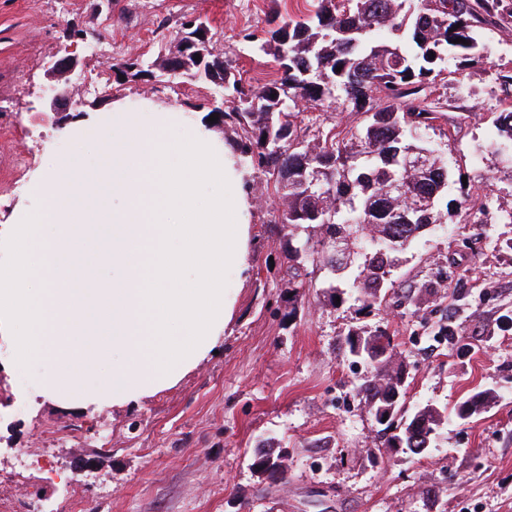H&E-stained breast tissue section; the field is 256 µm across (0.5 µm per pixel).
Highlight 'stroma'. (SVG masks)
I'll return each mask as SVG.
<instances>
[{
    "label": "stroma",
    "mask_w": 512,
    "mask_h": 512,
    "mask_svg": "<svg viewBox=\"0 0 512 512\" xmlns=\"http://www.w3.org/2000/svg\"><path fill=\"white\" fill-rule=\"evenodd\" d=\"M117 15L94 17L95 0H0V104L21 114L0 130V145L25 150L27 167L0 169V258L9 225L39 210L38 191L53 158L100 162L90 128L112 127V102L182 104L210 116L225 108L223 88L161 76L151 83L105 78V57L78 50L75 76L106 79L103 93L75 92L81 114L57 129L48 107L47 70L63 55L72 25H92L118 41L114 58L157 56L153 36L168 20L202 16L213 54L235 59L245 84L273 76L272 57L244 33L261 31L273 11L303 0H115ZM479 64L449 59L436 85L443 116L429 138L448 162L447 224L431 228L395 256L393 285L372 306L348 288L310 289L290 308L279 269L286 240L272 224L276 199L265 180L249 195L251 259L228 274L234 316L208 354L175 385L123 406L60 403L41 381L55 365L36 359L20 385L0 325V501L26 512H512V156L490 146L493 120L512 104V22L477 32ZM486 203L470 222L463 193ZM422 290L408 301L407 289ZM452 334L438 339L440 327ZM382 327L399 343L408 410L430 405L449 416L423 455L384 447V432L357 394L371 368L347 352L352 330ZM479 391L494 398L462 421L454 407ZM279 456L277 482L253 466L257 448ZM80 481L65 483L73 467Z\"/></svg>",
    "instance_id": "stroma-1"
}]
</instances>
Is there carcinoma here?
Returning <instances> with one entry per match:
<instances>
[{
	"mask_svg": "<svg viewBox=\"0 0 512 512\" xmlns=\"http://www.w3.org/2000/svg\"><path fill=\"white\" fill-rule=\"evenodd\" d=\"M503 18V0H419L415 8L409 0H306L294 17L275 13L262 37L243 35L276 63L275 77L262 87L246 86L233 59L213 54L204 62L189 57L173 74L224 87L233 107L218 113L217 123L238 131V165L273 183L274 223L304 232L300 246L286 249L291 305L312 287L316 270L341 278L359 302L371 305L390 282L391 255L443 223L438 200L447 161L427 140L442 116L433 88L451 54L479 61L475 29ZM379 31L389 40L376 41ZM456 38L466 43H452ZM121 67L128 79L154 77L141 56ZM298 100L315 110L356 112L364 122L324 130L311 115L304 124L290 108ZM496 129L495 151L512 152L511 108L499 113ZM422 154V166L404 165L405 157ZM346 343L374 368L357 393L377 414L401 372L398 344L383 328L350 331ZM488 403V393L479 392L454 414L468 419ZM417 421L421 426L409 432L384 427L386 447L398 443L415 454L430 448L441 413L425 409Z\"/></svg>",
	"mask_w": 512,
	"mask_h": 512,
	"instance_id": "1",
	"label": "carcinoma"
}]
</instances>
